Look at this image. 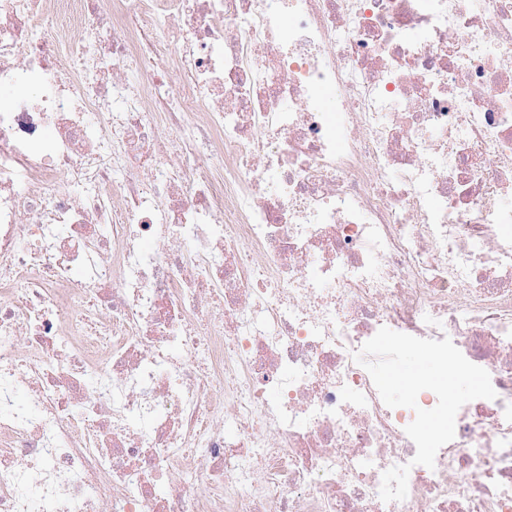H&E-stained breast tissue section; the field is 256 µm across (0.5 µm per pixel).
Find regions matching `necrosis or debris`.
I'll return each instance as SVG.
<instances>
[{"label": "necrosis or debris", "mask_w": 512, "mask_h": 512, "mask_svg": "<svg viewBox=\"0 0 512 512\" xmlns=\"http://www.w3.org/2000/svg\"><path fill=\"white\" fill-rule=\"evenodd\" d=\"M0 512H512V0H0Z\"/></svg>", "instance_id": "necrosis-or-debris-1"}]
</instances>
